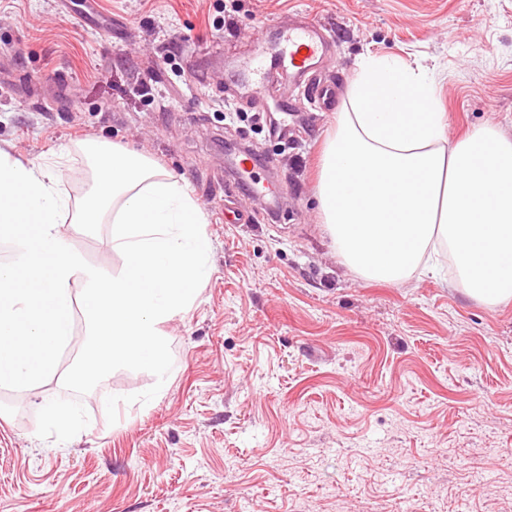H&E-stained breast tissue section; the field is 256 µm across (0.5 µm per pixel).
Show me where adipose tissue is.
Returning <instances> with one entry per match:
<instances>
[{
  "label": "adipose tissue",
  "mask_w": 512,
  "mask_h": 512,
  "mask_svg": "<svg viewBox=\"0 0 512 512\" xmlns=\"http://www.w3.org/2000/svg\"><path fill=\"white\" fill-rule=\"evenodd\" d=\"M317 208L336 255L369 281L435 272L446 247L472 300L512 302V138L446 135L434 82L369 58L323 148Z\"/></svg>",
  "instance_id": "obj_1"
}]
</instances>
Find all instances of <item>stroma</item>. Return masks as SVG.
Instances as JSON below:
<instances>
[{
  "label": "stroma",
  "mask_w": 512,
  "mask_h": 512,
  "mask_svg": "<svg viewBox=\"0 0 512 512\" xmlns=\"http://www.w3.org/2000/svg\"><path fill=\"white\" fill-rule=\"evenodd\" d=\"M299 13L334 39L337 105L360 63L387 56L434 80L449 136L512 135V0H0V147L59 162L81 201L85 141L145 153L202 206L211 274L163 328L173 366L156 381L119 369L76 396L58 373L33 391L0 387V512H512V304L487 308L436 275L362 280L333 252L317 213V161L333 112L302 128L233 98L228 65L256 30ZM208 73L197 84L194 70ZM272 160L279 222L243 188L225 141ZM87 259L118 272L112 227H63ZM121 396L109 423L104 398ZM79 409L61 444L39 402Z\"/></svg>",
  "instance_id": "stroma-1"
}]
</instances>
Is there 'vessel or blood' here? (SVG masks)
<instances>
[{
  "label": "vessel or blood",
  "mask_w": 512,
  "mask_h": 512,
  "mask_svg": "<svg viewBox=\"0 0 512 512\" xmlns=\"http://www.w3.org/2000/svg\"><path fill=\"white\" fill-rule=\"evenodd\" d=\"M329 47L330 38L325 27L312 19L304 17L287 27L267 26L257 32L252 56L238 65L237 81L251 91L250 103L260 110L265 107L264 93L275 79L288 86L307 85L314 101L334 104V89L312 82ZM263 165V160L252 154L242 155L234 163L246 188L257 197L265 196L268 192L258 176V170Z\"/></svg>",
  "instance_id": "1"
}]
</instances>
